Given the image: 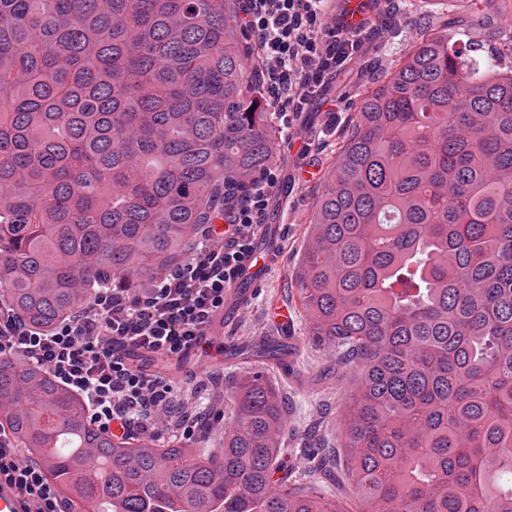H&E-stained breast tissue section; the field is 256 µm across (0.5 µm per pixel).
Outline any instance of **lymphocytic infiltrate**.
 I'll return each mask as SVG.
<instances>
[{
    "label": "lymphocytic infiltrate",
    "mask_w": 512,
    "mask_h": 512,
    "mask_svg": "<svg viewBox=\"0 0 512 512\" xmlns=\"http://www.w3.org/2000/svg\"><path fill=\"white\" fill-rule=\"evenodd\" d=\"M329 0H242V22L259 60V82L279 129L297 122L336 74L364 54L360 34L330 14ZM278 178L266 169L230 191L219 225H208L192 254L162 278L134 291L97 289L93 299L51 329L29 325L0 302V355L46 369L83 399L90 422L108 433H154L167 423L191 435L189 405L165 372L151 369L204 341L213 315L243 262L254 252ZM13 487L24 512H68L41 465L0 429V483Z\"/></svg>",
    "instance_id": "f902f5d3"
}]
</instances>
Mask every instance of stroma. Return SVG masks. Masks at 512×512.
<instances>
[{
  "label": "stroma",
  "mask_w": 512,
  "mask_h": 512,
  "mask_svg": "<svg viewBox=\"0 0 512 512\" xmlns=\"http://www.w3.org/2000/svg\"><path fill=\"white\" fill-rule=\"evenodd\" d=\"M482 0H372L366 53L352 71L333 80L325 98L315 99L303 113L298 128L308 152L299 145L281 144L272 167L278 174L266 221L281 225V258L267 274L262 288L248 300L244 313L229 327L232 340L256 341L264 336H288L298 348L290 374L277 380L288 398L285 448L297 447L311 431H325L337 442L341 430L338 407L349 384L336 372V358L328 349L309 344L305 317L292 310L288 323L276 322L273 311L288 303V280L306 243L315 199L332 162L351 131L359 94L369 79L384 75L405 55L420 29L448 32L460 16L483 10ZM336 101L335 125H328L329 101ZM257 362L238 359L215 364L206 374L207 389L198 402L199 415L190 441L196 451H213L224 445V428L230 413L224 395Z\"/></svg>",
  "instance_id": "obj_1"
}]
</instances>
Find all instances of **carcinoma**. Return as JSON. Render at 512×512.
Instances as JSON below:
<instances>
[{"instance_id": "carcinoma-1", "label": "carcinoma", "mask_w": 512, "mask_h": 512, "mask_svg": "<svg viewBox=\"0 0 512 512\" xmlns=\"http://www.w3.org/2000/svg\"><path fill=\"white\" fill-rule=\"evenodd\" d=\"M429 29L363 90L288 295L354 375L359 512H512V28ZM234 0H0V298L47 329L191 252L280 143ZM268 338L253 355L277 362ZM224 447L113 438L46 370L0 357V426L70 512H347L328 449L280 448L268 371ZM301 455L305 467H294Z\"/></svg>"}]
</instances>
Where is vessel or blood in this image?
Wrapping results in <instances>:
<instances>
[{
  "label": "vessel or blood",
  "mask_w": 512,
  "mask_h": 512,
  "mask_svg": "<svg viewBox=\"0 0 512 512\" xmlns=\"http://www.w3.org/2000/svg\"><path fill=\"white\" fill-rule=\"evenodd\" d=\"M261 233L264 237L262 248L256 250L250 260L246 262L237 281L226 295L223 310L218 311L206 329L207 351L193 349L186 355L187 360L192 363L197 372L203 373L210 368L212 364L211 353L221 349L226 343L224 336L225 324L234 320L243 310L249 294L255 288L261 287L267 268L279 259L281 232L278 226L262 228Z\"/></svg>",
  "instance_id": "vessel-or-blood-1"
}]
</instances>
